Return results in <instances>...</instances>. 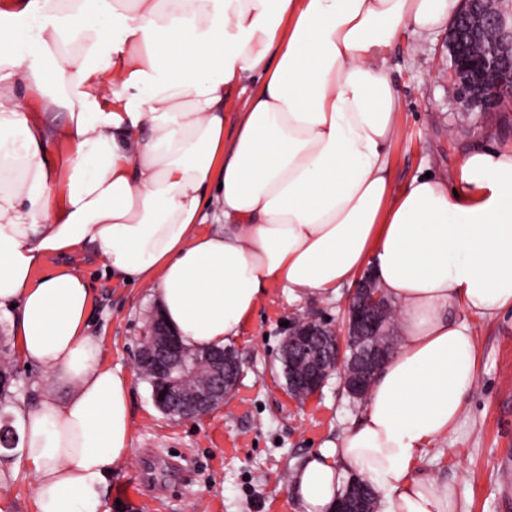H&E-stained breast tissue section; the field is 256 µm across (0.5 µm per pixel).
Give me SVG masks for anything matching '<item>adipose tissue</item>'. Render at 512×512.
<instances>
[{
  "instance_id": "1",
  "label": "adipose tissue",
  "mask_w": 512,
  "mask_h": 512,
  "mask_svg": "<svg viewBox=\"0 0 512 512\" xmlns=\"http://www.w3.org/2000/svg\"><path fill=\"white\" fill-rule=\"evenodd\" d=\"M7 2L0 312L16 314L20 358L72 387L11 409L34 512H110L102 489L131 452L129 380L101 365L69 263L87 254L148 288L191 348L235 343L269 286L329 301L371 271L399 346L360 420L296 469L299 512H332L353 474L383 512H455L451 488L416 472L477 383L475 334L451 304L512 311V145L471 149L453 179L396 184L388 54L459 0H133L117 41L125 0ZM20 85L68 117L64 184ZM51 256L63 265L37 276Z\"/></svg>"
}]
</instances>
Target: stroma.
<instances>
[{
  "label": "stroma",
  "mask_w": 512,
  "mask_h": 512,
  "mask_svg": "<svg viewBox=\"0 0 512 512\" xmlns=\"http://www.w3.org/2000/svg\"><path fill=\"white\" fill-rule=\"evenodd\" d=\"M447 28L425 38L405 34L390 52L391 74L401 88V132L392 150V172L403 183L417 172L452 175L461 156L479 145L512 144V97L500 108L492 136L461 121V105L448 79ZM91 293L89 331L101 362L130 380L132 451L114 466L104 488L111 512H297L291 472L314 449L340 438L361 416L338 377L319 400L299 404L288 394L278 361L284 321L300 314L343 320L346 297L289 302L268 287L236 345L243 375L224 404L197 419H173L151 398L136 368L141 336L155 308L148 291L106 275L90 257L74 259ZM477 338V385L461 424L429 448L420 476L448 484L456 512H512V313L493 321L466 316ZM17 402L65 398L70 389L39 366L14 363ZM10 470L0 494L14 512H33L34 478L15 454L0 453Z\"/></svg>",
  "instance_id": "stroma-1"
}]
</instances>
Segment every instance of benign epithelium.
<instances>
[{
    "instance_id": "obj_1",
    "label": "benign epithelium",
    "mask_w": 512,
    "mask_h": 512,
    "mask_svg": "<svg viewBox=\"0 0 512 512\" xmlns=\"http://www.w3.org/2000/svg\"><path fill=\"white\" fill-rule=\"evenodd\" d=\"M447 48L448 77L458 98L470 109L494 111L501 90L512 87V29L502 21L500 0H461ZM383 301L382 291L366 275L351 290L342 327L295 318L281 345L288 393L304 390L306 399L318 397L334 374L352 397L370 387L390 351L367 349L360 339L378 327ZM147 366L165 380L161 394L152 396L154 404L182 419L223 405L242 375L234 348L191 354L158 316L148 324L137 358L138 368Z\"/></svg>"
}]
</instances>
